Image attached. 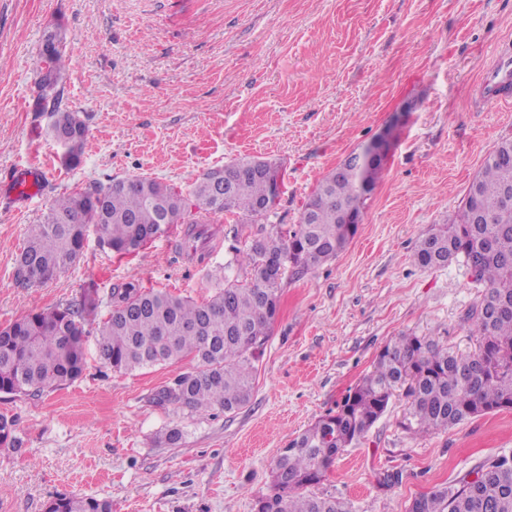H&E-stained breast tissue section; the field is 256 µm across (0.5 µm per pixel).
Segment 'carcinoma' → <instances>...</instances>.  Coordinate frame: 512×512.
I'll return each mask as SVG.
<instances>
[{
  "instance_id": "carcinoma-1",
  "label": "carcinoma",
  "mask_w": 512,
  "mask_h": 512,
  "mask_svg": "<svg viewBox=\"0 0 512 512\" xmlns=\"http://www.w3.org/2000/svg\"><path fill=\"white\" fill-rule=\"evenodd\" d=\"M64 37L46 35L56 45L41 52L44 71L39 101L52 104L48 134L68 136L64 162L80 163L87 137L86 119L61 107L59 83L68 65ZM387 160L359 169L340 163L309 195L299 224L291 231H252L268 219L284 193L282 165L244 157L223 166L216 182L204 172L188 194L146 177L113 179L55 199L43 221L32 224L17 262L15 279L32 287L51 279L79 257L94 225L113 253H135L174 225L184 223L187 198L197 219L184 230L185 246L207 234L205 225L237 217L226 269L215 292L197 302L128 281L109 295L96 350L115 371L133 372L181 359L197 358L194 371L161 389L155 403H179L190 411L235 412L251 399L256 362L273 324L280 281L287 269L303 274L336 257L358 225L345 223L363 214ZM512 140L498 142L468 187L463 205L443 224L424 231L415 250L422 267H444L457 259L475 266L484 284L479 304L467 315L477 348L456 354L432 339L402 334L378 354L373 369L336 411L292 438L272 467L271 492L255 502V512H351L348 503L318 496L319 483L344 449L363 439L397 393L407 400L401 422L412 435L436 433L487 413L512 409ZM267 204L258 210L261 204ZM99 299L87 288L77 301L37 310L0 328V393H39L77 379L85 365L82 323L97 314ZM15 420L0 416V447L18 448ZM454 488L414 499L409 512H512V453L487 459ZM45 512H112V501L59 496Z\"/></svg>"
}]
</instances>
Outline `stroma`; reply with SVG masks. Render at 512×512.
<instances>
[{
    "label": "stroma",
    "instance_id": "stroma-1",
    "mask_svg": "<svg viewBox=\"0 0 512 512\" xmlns=\"http://www.w3.org/2000/svg\"><path fill=\"white\" fill-rule=\"evenodd\" d=\"M70 57L64 103L88 115L77 167L36 116L40 51L50 30ZM512 45V0H0V328L95 287L136 280L195 301L227 263L233 219L208 227L204 262L181 233L118 256L90 231L79 259L45 284L15 281L29 225L93 183L147 177L189 190L233 159L282 163L288 190L265 228H290L318 180L392 119L398 137L348 246L281 281L278 316L250 402L228 414L156 404L196 360L130 374L96 356L99 321L83 324L82 375L41 394H0L20 448H0V512H44L59 495L112 501V512H254L275 457L373 368L396 336L466 354V316L483 290L467 266L424 269L422 230L452 216L488 152L512 139V106L483 104L482 71ZM40 189L21 194L18 180ZM398 396L345 449L319 495L352 512H408L458 485L486 458L512 453V410L426 436L406 432ZM179 427V444L155 436Z\"/></svg>",
    "mask_w": 512,
    "mask_h": 512
}]
</instances>
